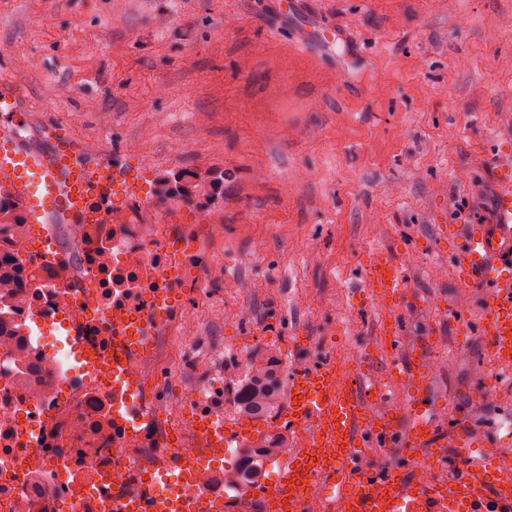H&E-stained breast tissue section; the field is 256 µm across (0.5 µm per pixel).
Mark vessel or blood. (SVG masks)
<instances>
[{"label": "vessel or blood", "instance_id": "obj_1", "mask_svg": "<svg viewBox=\"0 0 512 512\" xmlns=\"http://www.w3.org/2000/svg\"><path fill=\"white\" fill-rule=\"evenodd\" d=\"M25 121L13 95L0 92V192L9 195L30 229L33 259L52 261L59 245L51 224L124 223L133 211L145 210L153 221L185 223L189 212L149 196L151 166L138 151L126 149L104 158L78 148L66 135L55 134L49 151L24 146ZM454 264L464 287L487 291L479 313L498 378L512 376V176L500 178L492 208L483 220L457 228ZM366 288L394 309L409 298L403 267L387 251L373 253L366 265ZM202 279L193 263L168 275L165 293L152 297L144 314L117 320L112 327L117 352L142 348L182 305L189 288ZM398 376L411 389L409 423L398 412L373 418L368 401L386 384L383 375L349 372L336 360L295 371L290 390L297 404H285L278 420L288 426L296 449L280 465L273 485L260 491L265 512H311L317 485L327 482L323 512H512V457L497 455L489 442L457 421L453 436L437 432L419 403L426 375L419 357L403 365ZM197 437L204 448L199 463L182 464L193 475L198 464L223 462L230 445L253 432L247 422H231L223 411L199 415ZM377 447H398L408 470L382 472L363 464L365 440ZM456 456H448V448ZM447 464L450 473L435 480L416 476L418 460Z\"/></svg>", "mask_w": 512, "mask_h": 512}]
</instances>
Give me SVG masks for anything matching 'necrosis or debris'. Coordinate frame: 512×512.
I'll return each mask as SVG.
<instances>
[{"mask_svg":"<svg viewBox=\"0 0 512 512\" xmlns=\"http://www.w3.org/2000/svg\"><path fill=\"white\" fill-rule=\"evenodd\" d=\"M70 245L82 275L67 263L3 260L28 249L26 224L0 231V309L19 322L34 319L59 327L61 347L45 350L44 336L1 335L18 364L0 370V512H110L131 504L146 474H156L157 499L224 500V472L209 466L186 482L168 458L201 455L194 423L206 400L199 387L182 392L183 409L170 419L153 398L158 337L147 350L131 351L125 371L139 382L128 394L112 385V320L143 309L165 288L164 273L178 255L156 224H70ZM184 435L171 447L169 427Z\"/></svg>","mask_w":512,"mask_h":512,"instance_id":"4bbe7bcc","label":"necrosis or debris"}]
</instances>
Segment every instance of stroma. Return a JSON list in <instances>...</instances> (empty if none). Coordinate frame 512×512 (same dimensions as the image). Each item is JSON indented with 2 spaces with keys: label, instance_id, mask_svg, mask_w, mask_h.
Returning a JSON list of instances; mask_svg holds the SVG:
<instances>
[{
  "label": "stroma",
  "instance_id": "35a3bbf8",
  "mask_svg": "<svg viewBox=\"0 0 512 512\" xmlns=\"http://www.w3.org/2000/svg\"><path fill=\"white\" fill-rule=\"evenodd\" d=\"M0 73L28 148L56 128L170 175L209 164L218 221L197 262L220 275L211 304L177 314L195 350L224 349L214 373L184 372L206 409L236 417L246 353L274 352L287 380L331 357L384 374L417 351L438 427L466 420L512 454V382L494 380L481 292L455 279L450 219L462 198L486 213L512 169V0H0ZM378 248L413 296L392 314L364 286Z\"/></svg>",
  "mask_w": 512,
  "mask_h": 512
}]
</instances>
